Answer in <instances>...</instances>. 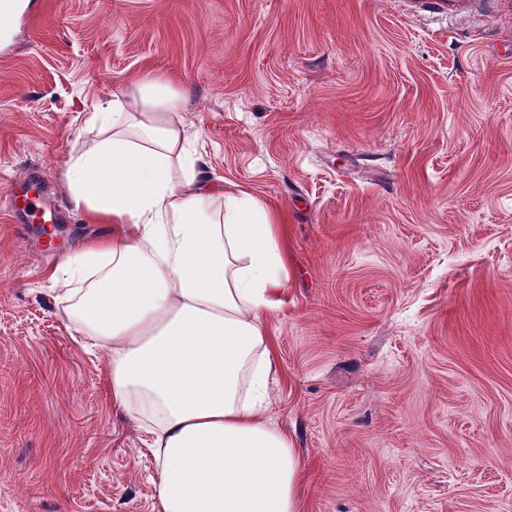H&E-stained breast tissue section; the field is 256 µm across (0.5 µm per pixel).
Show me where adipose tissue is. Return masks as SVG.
<instances>
[{"label":"adipose tissue","instance_id":"ef3b65f1","mask_svg":"<svg viewBox=\"0 0 512 512\" xmlns=\"http://www.w3.org/2000/svg\"><path fill=\"white\" fill-rule=\"evenodd\" d=\"M184 93L134 84L71 152L67 193L111 236L68 257L72 331L107 355L112 406L135 420L160 512H298L303 463L266 417L278 372L266 315L288 282L276 215L199 180Z\"/></svg>","mask_w":512,"mask_h":512}]
</instances>
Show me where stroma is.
Wrapping results in <instances>:
<instances>
[{"instance_id":"1","label":"stroma","mask_w":512,"mask_h":512,"mask_svg":"<svg viewBox=\"0 0 512 512\" xmlns=\"http://www.w3.org/2000/svg\"><path fill=\"white\" fill-rule=\"evenodd\" d=\"M185 92L200 176L282 226L268 414L300 512H512V0H24L0 21V512H160L154 461L14 218L41 170L62 254L87 121Z\"/></svg>"}]
</instances>
